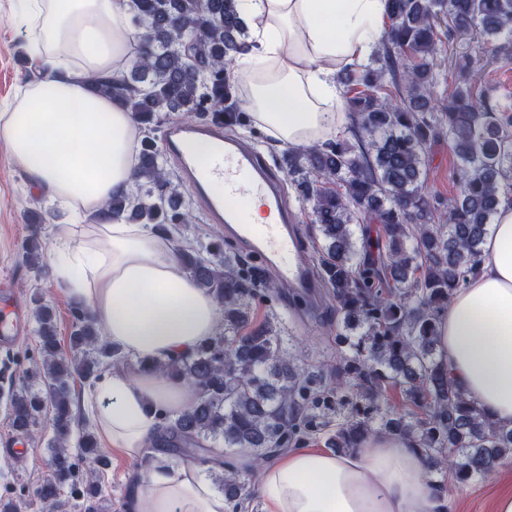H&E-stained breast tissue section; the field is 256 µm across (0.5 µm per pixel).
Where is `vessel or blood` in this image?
<instances>
[{"mask_svg":"<svg viewBox=\"0 0 512 512\" xmlns=\"http://www.w3.org/2000/svg\"><path fill=\"white\" fill-rule=\"evenodd\" d=\"M206 139L216 145L212 162L200 166L189 152L192 141ZM167 151L181 160L184 179L194 185L198 194H205L217 180L224 183V198L212 202L209 217L223 225L228 236L241 241L250 251L259 254L278 278L296 288H311L315 282L299 251V230L293 214L281 201L278 179L261 163L255 152L226 139L221 126L209 123H174L164 134ZM260 195L272 216L271 224L261 228L242 225L237 206L247 196ZM24 328L21 305L0 310V347L13 345Z\"/></svg>","mask_w":512,"mask_h":512,"instance_id":"1","label":"vessel or blood"}]
</instances>
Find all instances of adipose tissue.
Returning a JSON list of instances; mask_svg holds the SVG:
<instances>
[{
	"mask_svg": "<svg viewBox=\"0 0 512 512\" xmlns=\"http://www.w3.org/2000/svg\"><path fill=\"white\" fill-rule=\"evenodd\" d=\"M254 45L227 76L246 87L252 123L279 144L304 148L341 137L348 123L338 66L362 63L384 30L385 0H238ZM33 75L0 100V149L30 190L62 215L51 268L113 349L142 370L115 368L86 397L103 438L139 456L158 415L197 399L183 381L151 368L193 352L219 331L221 310L198 288L171 243L146 224L87 223L112 196L134 188L140 130L131 112L96 93L136 61L127 0H14ZM484 262L440 317L448 373L493 421L512 425V206L484 238ZM425 458L387 435L333 454L295 448L257 473L262 512H437ZM131 512H227L200 467L167 456L132 489Z\"/></svg>",
	"mask_w": 512,
	"mask_h": 512,
	"instance_id": "adipose-tissue-1",
	"label": "adipose tissue"
}]
</instances>
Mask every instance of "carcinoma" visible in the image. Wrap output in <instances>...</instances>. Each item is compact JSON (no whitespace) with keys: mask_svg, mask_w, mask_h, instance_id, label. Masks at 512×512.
Returning a JSON list of instances; mask_svg holds the SVG:
<instances>
[{"mask_svg":"<svg viewBox=\"0 0 512 512\" xmlns=\"http://www.w3.org/2000/svg\"><path fill=\"white\" fill-rule=\"evenodd\" d=\"M138 32V63L110 78L92 79L94 91L121 102L143 129L136 190L113 197L97 220L149 224L169 236L192 223L175 203L174 175L162 163L155 133L161 116L208 117L228 128L242 124L237 90L225 68L250 49L236 0H130ZM388 28L366 67L338 74L347 86L351 138L283 155L288 176L312 202L321 236L317 274L336 309V363L329 372L295 363L277 321L255 322L252 304L272 286L264 270L224 240L177 255L198 287L223 308L224 332L197 351L155 365L187 382L198 400L176 418H163L167 448L193 445L212 457L210 476L238 512L243 486L232 458L249 452L261 466L290 446L330 430L327 447L346 453L371 435L410 440L440 474L466 483L512 457V427L489 419L448 374L437 354V323L452 295L477 273L482 244L498 208L512 204V108L477 91L483 55L512 60V0H386ZM446 36L475 31L479 53L455 64L448 104L433 97V59ZM197 35L186 43L187 32ZM448 134L457 158L448 197L427 185L431 143ZM377 221L384 239L370 242ZM22 245L32 268L44 266L47 245L34 215ZM222 258L217 263L215 257ZM38 358L20 385L4 392L13 426L27 433L51 408V477L32 491L45 512L69 506L102 512L107 487L79 478L90 461L98 475L109 466L95 434L82 431L79 452L70 448L75 427L70 381L93 385L121 356L100 340L87 309L72 307L69 350L57 337L52 307L35 298ZM389 387L400 406L383 409Z\"/></svg>","mask_w":512,"mask_h":512,"instance_id":"1","label":"carcinoma"}]
</instances>
